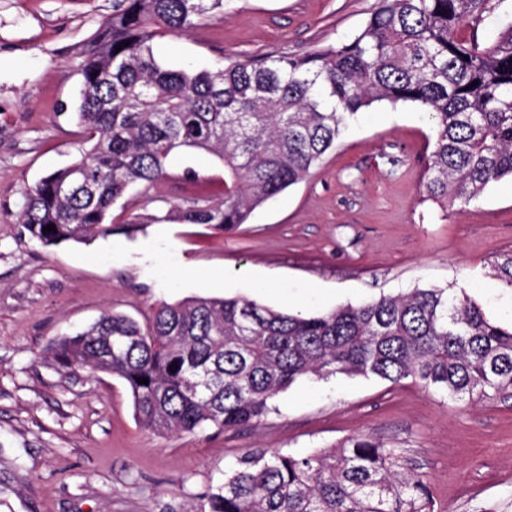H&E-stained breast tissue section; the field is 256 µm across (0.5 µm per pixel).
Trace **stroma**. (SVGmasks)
<instances>
[{
	"label": "stroma",
	"mask_w": 512,
	"mask_h": 512,
	"mask_svg": "<svg viewBox=\"0 0 512 512\" xmlns=\"http://www.w3.org/2000/svg\"><path fill=\"white\" fill-rule=\"evenodd\" d=\"M376 5L231 0L153 50L191 69L303 55L351 38ZM111 13L112 0H0V512H206L246 452L299 455L358 435L397 449L445 512H512V396L445 403L408 380L341 375L294 383L255 427L156 435L124 380L47 358L103 313L142 322L154 304L190 297L312 315L450 285L512 324V289L490 270L512 251V179L446 212L423 201L432 126L412 103L364 110L319 168L236 230L163 222L87 244L32 240L19 222L25 192L80 156V68ZM167 172L151 204L131 189L127 212L224 195L209 154L175 155Z\"/></svg>",
	"instance_id": "stroma-1"
}]
</instances>
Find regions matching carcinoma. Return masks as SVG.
<instances>
[{
	"mask_svg": "<svg viewBox=\"0 0 512 512\" xmlns=\"http://www.w3.org/2000/svg\"><path fill=\"white\" fill-rule=\"evenodd\" d=\"M224 2L113 0L81 69L75 114L89 147L26 190L21 219L32 239L50 247L112 235L108 217L127 191L149 192L172 155L192 151L223 167L224 198L132 213L123 224L231 231L309 177L349 122L384 101L417 104L432 122L423 200L467 205L512 177V24L490 43L459 32L492 0H378L350 40L303 56L197 72L157 61L156 37L193 28ZM49 224L56 231L43 230ZM491 270L512 288V252ZM48 354L62 368L123 379L137 419L157 434L259 424L305 378L409 379L452 401L512 396V327L448 287L317 315L245 298L161 302L143 325L106 313ZM208 512L444 510L396 449L352 436L303 456L246 455L210 494Z\"/></svg>",
	"mask_w": 512,
	"mask_h": 512,
	"instance_id": "carcinoma-1",
	"label": "carcinoma"
}]
</instances>
